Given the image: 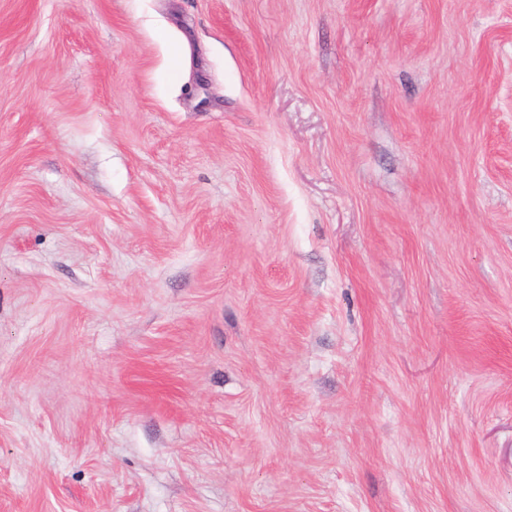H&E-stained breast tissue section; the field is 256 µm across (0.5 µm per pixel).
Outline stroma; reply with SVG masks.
<instances>
[{
  "instance_id": "stroma-1",
  "label": "stroma",
  "mask_w": 512,
  "mask_h": 512,
  "mask_svg": "<svg viewBox=\"0 0 512 512\" xmlns=\"http://www.w3.org/2000/svg\"><path fill=\"white\" fill-rule=\"evenodd\" d=\"M0 512H512V0H0Z\"/></svg>"
}]
</instances>
